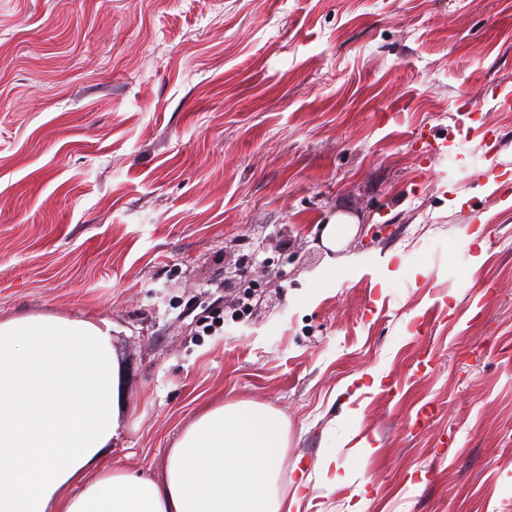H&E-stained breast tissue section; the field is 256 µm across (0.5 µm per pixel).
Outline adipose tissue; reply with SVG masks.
Listing matches in <instances>:
<instances>
[{
    "label": "adipose tissue",
    "instance_id": "1",
    "mask_svg": "<svg viewBox=\"0 0 512 512\" xmlns=\"http://www.w3.org/2000/svg\"><path fill=\"white\" fill-rule=\"evenodd\" d=\"M120 387L111 321L0 318V512H293L277 488L278 411L208 407L154 479L109 457Z\"/></svg>",
    "mask_w": 512,
    "mask_h": 512
}]
</instances>
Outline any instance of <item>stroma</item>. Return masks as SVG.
Here are the masks:
<instances>
[{
    "mask_svg": "<svg viewBox=\"0 0 512 512\" xmlns=\"http://www.w3.org/2000/svg\"><path fill=\"white\" fill-rule=\"evenodd\" d=\"M502 91L512 0H0V317L111 320L129 472L247 401L301 512L347 510L329 455L366 512H512ZM357 221L354 217L344 212H338L329 222L325 224L320 234V243L326 250V261L336 267V257L329 254L339 251L344 240L351 234L355 233ZM333 469L331 471V468ZM324 482L333 490H343L349 488L354 483L355 479H353L348 472H343L342 474L338 471V467H336V458L335 457H327L323 462V472H322Z\"/></svg>",
    "mask_w": 512,
    "mask_h": 512,
    "instance_id": "stroma-1",
    "label": "stroma"
}]
</instances>
